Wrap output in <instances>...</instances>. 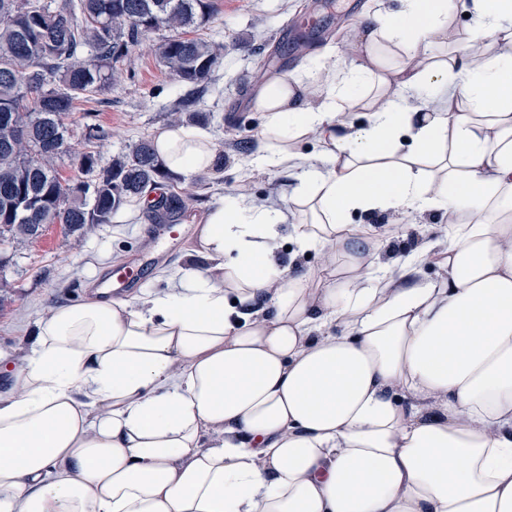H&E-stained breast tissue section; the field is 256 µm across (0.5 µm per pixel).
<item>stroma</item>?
<instances>
[{
    "instance_id": "obj_1",
    "label": "stroma",
    "mask_w": 512,
    "mask_h": 512,
    "mask_svg": "<svg viewBox=\"0 0 512 512\" xmlns=\"http://www.w3.org/2000/svg\"><path fill=\"white\" fill-rule=\"evenodd\" d=\"M216 12L200 36L224 47V60L211 76L198 109L207 113L202 127L213 138L224 168L205 179L188 209V221L166 239L167 261L147 271L142 288L164 290L169 274L195 264L191 251L199 219L218 198L248 190L255 200L286 210L294 184L287 168L248 173L246 160L258 146L261 115L251 106L253 72L263 64L280 74L299 71L325 47L350 42L359 15L377 7H396L397 0H214ZM171 32L152 33L146 45L117 63L110 88L78 99L65 118L75 150L98 152L102 162L128 150L142 137H152L170 122L175 99L183 91L160 65L156 49ZM307 44L294 54L295 42ZM107 132L101 141L86 142L87 125ZM150 209L131 200L111 223L99 225L83 240L62 226H47L22 248L0 242V351L20 358L29 349L35 325L60 304L94 296L97 275L113 264L139 258Z\"/></svg>"
}]
</instances>
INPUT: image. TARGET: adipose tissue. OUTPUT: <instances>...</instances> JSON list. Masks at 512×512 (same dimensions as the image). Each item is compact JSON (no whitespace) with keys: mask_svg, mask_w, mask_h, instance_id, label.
Wrapping results in <instances>:
<instances>
[{"mask_svg":"<svg viewBox=\"0 0 512 512\" xmlns=\"http://www.w3.org/2000/svg\"><path fill=\"white\" fill-rule=\"evenodd\" d=\"M253 107L247 165L295 169L292 212L216 200L166 291L39 321L0 392V512H512V0L364 14L348 67ZM153 145L185 181L216 169L201 128ZM430 210L445 235L381 261ZM290 215L318 267L284 265Z\"/></svg>","mask_w":512,"mask_h":512,"instance_id":"obj_1","label":"adipose tissue"}]
</instances>
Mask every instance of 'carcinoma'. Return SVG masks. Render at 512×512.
Returning a JSON list of instances; mask_svg holds the SVG:
<instances>
[{"label": "carcinoma", "mask_w": 512, "mask_h": 512, "mask_svg": "<svg viewBox=\"0 0 512 512\" xmlns=\"http://www.w3.org/2000/svg\"><path fill=\"white\" fill-rule=\"evenodd\" d=\"M213 0H0V237L22 243L52 217L85 236L129 199L174 180L142 138L106 167L99 154H74L88 180L64 187L54 162L71 152L64 118L73 102L113 80L114 64L161 28L186 33L205 26ZM162 66L192 86L172 120L199 116L206 83L224 47L179 34L159 47ZM195 200L190 189L158 198L166 224Z\"/></svg>", "instance_id": "obj_1"}]
</instances>
